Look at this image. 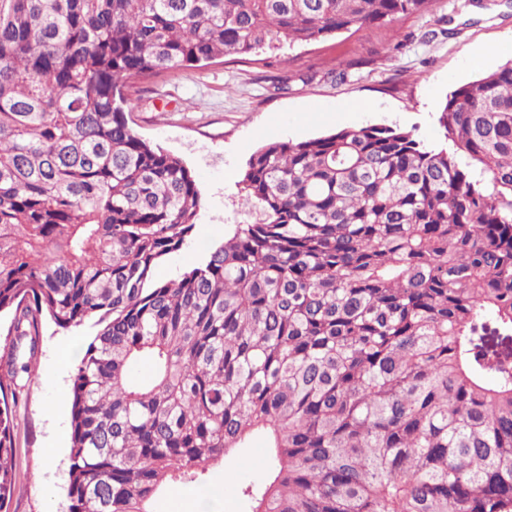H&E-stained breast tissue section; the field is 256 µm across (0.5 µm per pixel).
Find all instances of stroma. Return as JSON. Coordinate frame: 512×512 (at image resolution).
<instances>
[{
	"label": "stroma",
	"instance_id": "stroma-1",
	"mask_svg": "<svg viewBox=\"0 0 512 512\" xmlns=\"http://www.w3.org/2000/svg\"><path fill=\"white\" fill-rule=\"evenodd\" d=\"M512 60V0H434L427 12L338 33L310 45L175 69L137 81L130 117L144 138L181 157L201 193L183 247L155 271L160 281L199 264L245 216L237 183L267 141L337 129L399 126L428 146L444 141L440 109L454 89ZM91 327L42 325L41 348L17 409L11 512H67L72 370L57 360L67 340L87 345ZM264 442L254 439L207 473L179 485L154 512H244L239 486L259 479Z\"/></svg>",
	"mask_w": 512,
	"mask_h": 512
}]
</instances>
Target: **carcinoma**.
Wrapping results in <instances>:
<instances>
[{
  "label": "carcinoma",
  "instance_id": "1",
  "mask_svg": "<svg viewBox=\"0 0 512 512\" xmlns=\"http://www.w3.org/2000/svg\"><path fill=\"white\" fill-rule=\"evenodd\" d=\"M434 2L0 0V512L45 318L95 328L68 512H152L257 435L246 512H512V62L447 96L448 145L371 125L261 146L253 222L165 282L200 191L128 119L140 78Z\"/></svg>",
  "mask_w": 512,
  "mask_h": 512
}]
</instances>
